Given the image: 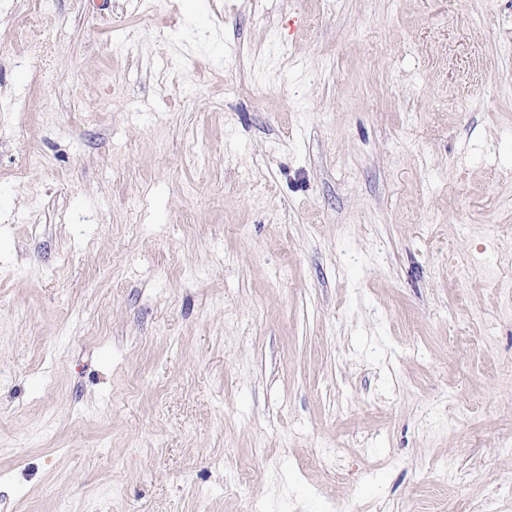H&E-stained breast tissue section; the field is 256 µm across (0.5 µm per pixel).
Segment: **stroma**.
Returning a JSON list of instances; mask_svg holds the SVG:
<instances>
[{
    "mask_svg": "<svg viewBox=\"0 0 512 512\" xmlns=\"http://www.w3.org/2000/svg\"><path fill=\"white\" fill-rule=\"evenodd\" d=\"M512 0H0V512H512Z\"/></svg>",
    "mask_w": 512,
    "mask_h": 512,
    "instance_id": "1",
    "label": "stroma"
}]
</instances>
